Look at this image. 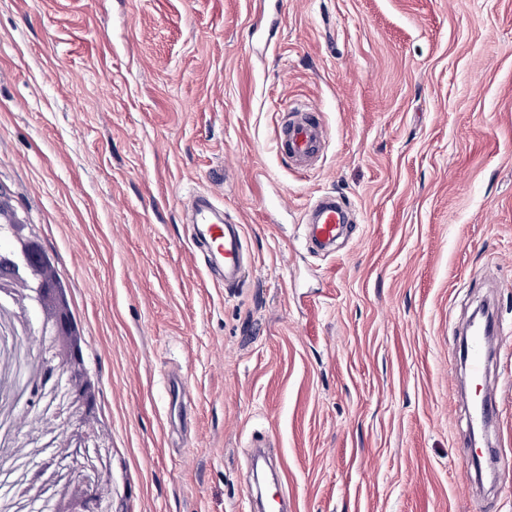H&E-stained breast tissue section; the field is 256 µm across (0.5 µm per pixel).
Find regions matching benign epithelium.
<instances>
[{"mask_svg": "<svg viewBox=\"0 0 512 512\" xmlns=\"http://www.w3.org/2000/svg\"><path fill=\"white\" fill-rule=\"evenodd\" d=\"M0 292L13 307L0 309V364L26 371L14 400L0 402V417H17V406L33 411L23 439L4 438L0 448L14 449V458L0 454L22 486L17 497L0 500V512H27L41 496L57 498L59 512H112V499L97 490L108 464L107 435L88 427L95 413L96 383L87 374L84 352L69 335L72 328L60 282L52 281L45 262L49 257L37 235L16 215L11 197L0 187ZM39 337L43 356L32 363L29 337ZM63 423L59 433H43L47 420ZM54 448L61 458L80 461L77 469L47 462L38 479L28 476L25 458Z\"/></svg>", "mask_w": 512, "mask_h": 512, "instance_id": "1", "label": "benign epithelium"}]
</instances>
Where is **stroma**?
I'll return each instance as SVG.
<instances>
[{"mask_svg": "<svg viewBox=\"0 0 512 512\" xmlns=\"http://www.w3.org/2000/svg\"><path fill=\"white\" fill-rule=\"evenodd\" d=\"M287 97L329 131L307 171L274 147ZM0 187L98 381L112 512H253L259 438L289 512H512V0H0ZM204 192L238 286L191 243ZM324 193L353 222L317 253ZM482 304L494 483L458 390Z\"/></svg>", "mask_w": 512, "mask_h": 512, "instance_id": "obj_1", "label": "stroma"}]
</instances>
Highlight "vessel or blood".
<instances>
[{
  "mask_svg": "<svg viewBox=\"0 0 512 512\" xmlns=\"http://www.w3.org/2000/svg\"><path fill=\"white\" fill-rule=\"evenodd\" d=\"M286 118L279 126L275 138L279 153L290 160L292 166L308 168L317 158L327 139V129L319 112L313 107H299L293 101L284 104ZM193 238L224 269L225 286H235L245 263V234L241 225L213 219L212 199L198 197L193 206ZM311 236L317 246L335 241L343 224L349 223L350 211L338 197L324 194L310 205ZM494 340L491 332L477 331L469 338V367L472 376H482Z\"/></svg>",
  "mask_w": 512,
  "mask_h": 512,
  "instance_id": "vessel-or-blood-1",
  "label": "vessel or blood"
}]
</instances>
